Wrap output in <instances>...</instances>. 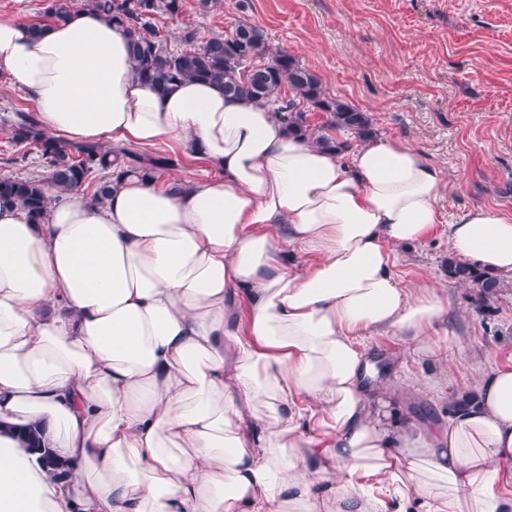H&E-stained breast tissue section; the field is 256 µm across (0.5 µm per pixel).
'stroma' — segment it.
<instances>
[{
    "label": "stroma",
    "mask_w": 512,
    "mask_h": 512,
    "mask_svg": "<svg viewBox=\"0 0 512 512\" xmlns=\"http://www.w3.org/2000/svg\"><path fill=\"white\" fill-rule=\"evenodd\" d=\"M239 22L261 27L326 92L368 113L376 136L405 139L440 168L441 222L401 250L396 272L444 288L448 315L433 334L444 349L438 359L405 355L400 374L412 394L398 410L446 422L457 390L512 363V285L483 301L443 268L457 217L477 207L512 216V0H211L206 8L185 0L179 18L160 17L156 26L177 49L185 27L208 37ZM29 108L0 79V175H45L36 152L21 153L11 139L10 117ZM443 361L448 378L429 391Z\"/></svg>",
    "instance_id": "35a3bbf8"
}]
</instances>
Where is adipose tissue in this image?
<instances>
[{"label":"adipose tissue","mask_w":512,"mask_h":512,"mask_svg":"<svg viewBox=\"0 0 512 512\" xmlns=\"http://www.w3.org/2000/svg\"><path fill=\"white\" fill-rule=\"evenodd\" d=\"M0 71L47 135L213 171L116 178L40 224L0 196V512H512V364L456 392L439 430L391 415L403 379L372 378L368 336L433 356L448 313L394 271L439 222L422 152L329 149L208 82L157 92L89 9L37 33L1 18ZM448 254L512 277V217L468 211ZM28 424L68 473L25 447Z\"/></svg>","instance_id":"1"}]
</instances>
